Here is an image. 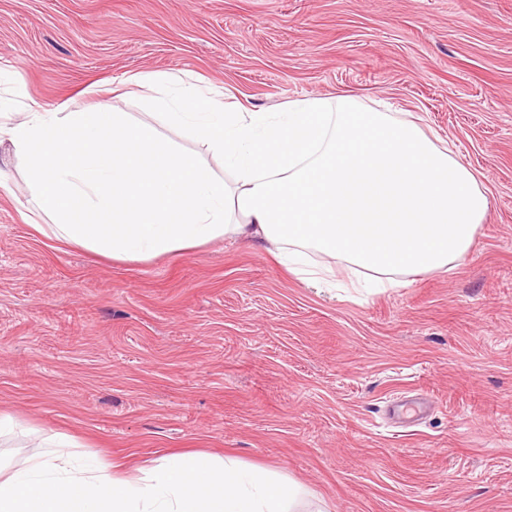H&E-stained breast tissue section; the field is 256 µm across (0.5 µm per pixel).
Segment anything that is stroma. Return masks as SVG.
Wrapping results in <instances>:
<instances>
[{"label":"stroma","mask_w":512,"mask_h":512,"mask_svg":"<svg viewBox=\"0 0 512 512\" xmlns=\"http://www.w3.org/2000/svg\"><path fill=\"white\" fill-rule=\"evenodd\" d=\"M0 68V110L104 104L220 176L124 77L254 112L349 92L454 143L491 201L462 261L361 295L253 239L117 262L36 234L0 143L1 467L66 434L127 477L172 451L260 467L300 512H512V0H0Z\"/></svg>","instance_id":"1"}]
</instances>
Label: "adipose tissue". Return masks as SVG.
I'll return each instance as SVG.
<instances>
[{"label":"adipose tissue","mask_w":512,"mask_h":512,"mask_svg":"<svg viewBox=\"0 0 512 512\" xmlns=\"http://www.w3.org/2000/svg\"><path fill=\"white\" fill-rule=\"evenodd\" d=\"M163 93L170 123L224 160L219 179L150 124L105 108L59 114L34 107L0 122L24 162L44 223L37 234L146 262L215 240L273 244L294 275L383 276L447 269L468 253L490 198L475 174L418 120L361 107L351 96L307 97L283 112H228L173 77L134 74Z\"/></svg>","instance_id":"1"}]
</instances>
